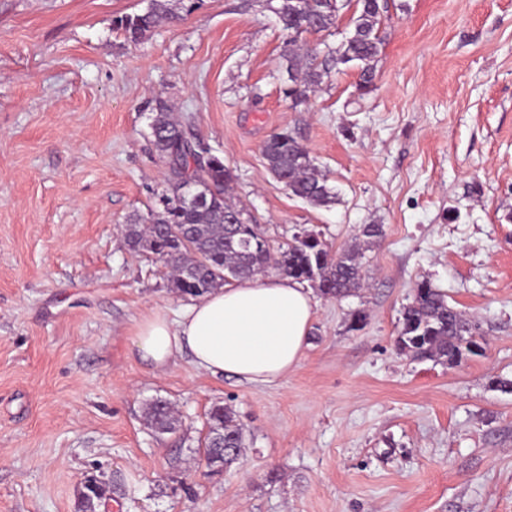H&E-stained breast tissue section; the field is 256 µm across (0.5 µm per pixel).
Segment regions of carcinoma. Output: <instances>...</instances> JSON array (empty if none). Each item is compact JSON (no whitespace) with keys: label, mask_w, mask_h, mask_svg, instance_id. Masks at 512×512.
I'll return each instance as SVG.
<instances>
[{"label":"carcinoma","mask_w":512,"mask_h":512,"mask_svg":"<svg viewBox=\"0 0 512 512\" xmlns=\"http://www.w3.org/2000/svg\"><path fill=\"white\" fill-rule=\"evenodd\" d=\"M168 0H150L141 13L115 20L126 39L139 44L165 19L174 14ZM355 7L353 29L341 43L329 49L331 60L298 44V36L312 29L326 32L344 10ZM276 14L288 32V75L293 85L286 95L294 104L305 102L329 74L330 63L360 66V86L367 88L375 77L374 62L383 43L381 0H280ZM152 143L168 165V189L159 208L147 216L133 214L125 224L131 250L152 255L170 270L172 287L182 295L198 296L224 286L231 279L256 276L272 267L283 276L307 282L324 297H345L362 287L363 253L356 245L333 249L312 231L295 233L278 251L260 224L244 207L227 195L233 173L224 158L211 154L203 159L190 150L191 140L182 125L160 101L150 122ZM272 175L298 197L315 207L336 202L335 187L315 164L299 137L272 134L262 149ZM397 344L415 358L448 362L471 351L477 327L448 304L445 292L423 280L413 299L403 307ZM150 424L164 433L176 429L178 419L167 401H154L147 409ZM224 434V455L230 467L245 447L244 428L234 411L222 405L209 409L205 433L198 438L197 453L205 466H214L216 436Z\"/></svg>","instance_id":"obj_1"}]
</instances>
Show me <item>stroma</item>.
I'll list each match as a JSON object with an SVG mask.
<instances>
[{"mask_svg":"<svg viewBox=\"0 0 512 512\" xmlns=\"http://www.w3.org/2000/svg\"><path fill=\"white\" fill-rule=\"evenodd\" d=\"M386 3L372 85L345 66L296 107L279 0H170L137 45L113 22L148 0H0V512H77L92 474L119 512H512V0ZM159 99L223 157L272 245L384 229L362 288L319 298L278 383L186 357L160 371L133 344L140 319L186 301L122 233L167 188ZM282 131L335 204L272 177L262 147ZM423 280L479 324L481 352L398 350ZM157 399L177 431L150 425ZM216 404L247 434L220 476L195 462Z\"/></svg>","mask_w":512,"mask_h":512,"instance_id":"obj_1","label":"stroma"}]
</instances>
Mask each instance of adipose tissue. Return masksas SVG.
<instances>
[{"label": "adipose tissue", "mask_w": 512, "mask_h": 512, "mask_svg": "<svg viewBox=\"0 0 512 512\" xmlns=\"http://www.w3.org/2000/svg\"><path fill=\"white\" fill-rule=\"evenodd\" d=\"M318 301L285 276H254L140 320L133 343L155 368L189 356L197 370L271 384L301 361Z\"/></svg>", "instance_id": "obj_1"}]
</instances>
